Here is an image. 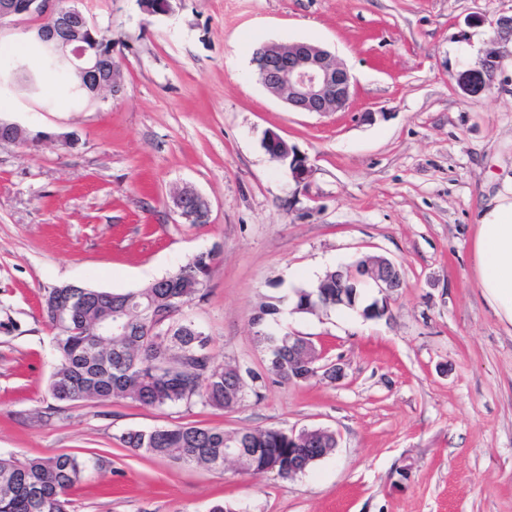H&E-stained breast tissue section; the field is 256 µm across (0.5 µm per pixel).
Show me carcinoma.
Listing matches in <instances>:
<instances>
[{"label": "carcinoma", "mask_w": 512, "mask_h": 512, "mask_svg": "<svg viewBox=\"0 0 512 512\" xmlns=\"http://www.w3.org/2000/svg\"><path fill=\"white\" fill-rule=\"evenodd\" d=\"M214 255L201 253L158 283L127 293L86 289L72 319L58 324L44 305L54 330L59 365L49 391L61 403L130 399L145 407L197 401L216 410H232L250 396L260 397L263 378L241 365H217L211 338L183 315V308L207 294ZM112 309V318L129 323L126 336L92 341L94 322ZM175 335H167L170 328ZM268 352L270 371L282 381L300 371L288 366V336H259ZM133 451L181 464L224 468V449L244 445L253 458L240 461L247 471L274 472L288 478V431L269 427L226 432L197 426L160 427L120 436ZM87 465L61 453L18 459L0 456V512H74L70 492L82 481Z\"/></svg>", "instance_id": "cac0c4a2"}]
</instances>
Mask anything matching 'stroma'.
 <instances>
[{"instance_id": "35a3bbf8", "label": "stroma", "mask_w": 512, "mask_h": 512, "mask_svg": "<svg viewBox=\"0 0 512 512\" xmlns=\"http://www.w3.org/2000/svg\"><path fill=\"white\" fill-rule=\"evenodd\" d=\"M112 35L125 90L72 102L8 66L42 62L24 27L0 31V117L75 145H0V453L88 463L75 512H512V326L474 277L485 204L512 182V0H83ZM307 41L354 80L348 109L296 112L254 76L259 42ZM492 74L471 70L488 53ZM276 133L311 166L305 190L266 153ZM210 203L181 223L175 190ZM217 250L208 294L184 313L216 363L260 374L232 410L129 400L56 406L45 288L126 293ZM386 257L403 286L391 311L299 314L288 296L327 271ZM342 367L336 382L280 381L254 336L262 302ZM190 424L327 429L339 444L283 479L226 464L180 466L120 437Z\"/></svg>"}]
</instances>
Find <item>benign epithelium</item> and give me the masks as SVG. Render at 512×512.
Segmentation results:
<instances>
[{"mask_svg":"<svg viewBox=\"0 0 512 512\" xmlns=\"http://www.w3.org/2000/svg\"><path fill=\"white\" fill-rule=\"evenodd\" d=\"M142 9L149 15L164 16L171 11V0H139ZM79 0H0V29L12 25L26 24L31 31V43L46 49L53 57L68 67L74 88L88 98L102 93L112 96L121 94L124 83L118 65L112 59V41L103 35V30L85 10L78 6ZM252 64L259 82L298 112L321 114L342 112L352 99V77L349 71L326 50L307 43L289 44L261 43L253 51ZM46 140H56L66 146L72 145L68 134L35 133L20 124L0 118V143L29 145ZM269 148L270 159L288 172L296 182L305 183L311 168L307 156L275 133L264 138ZM175 212L185 224L210 221L211 209L208 201L199 193L184 188L172 198ZM351 275L344 269L336 270L330 287L335 294L319 291L298 307V312L315 311L323 305L336 303L338 307L355 308L357 289L373 285L382 295L374 300V307L362 313L384 315L389 311V301L398 289V266L380 257H365L348 266ZM74 299L65 293L53 303L56 320L68 322L74 312ZM308 354L304 378L318 376L321 371L334 380L343 377L338 366L318 365L323 353L300 336H288V357L296 352Z\"/></svg>","mask_w":512,"mask_h":512,"instance_id":"7a95c632","label":"benign epithelium"}]
</instances>
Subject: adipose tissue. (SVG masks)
Listing matches in <instances>:
<instances>
[{
	"label": "adipose tissue",
	"mask_w": 512,
	"mask_h": 512,
	"mask_svg": "<svg viewBox=\"0 0 512 512\" xmlns=\"http://www.w3.org/2000/svg\"><path fill=\"white\" fill-rule=\"evenodd\" d=\"M474 254L484 298L503 322L512 325V185L485 207Z\"/></svg>",
	"instance_id": "1"
}]
</instances>
